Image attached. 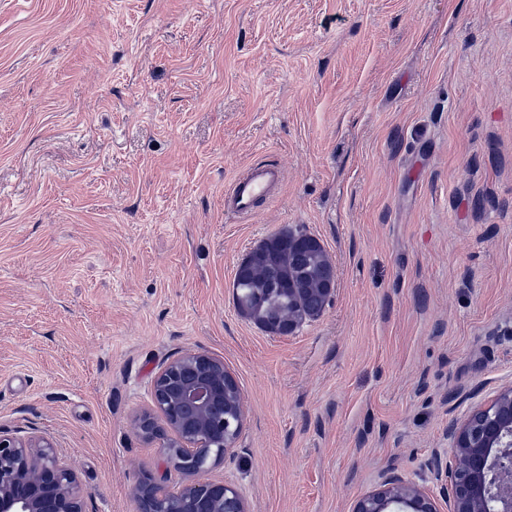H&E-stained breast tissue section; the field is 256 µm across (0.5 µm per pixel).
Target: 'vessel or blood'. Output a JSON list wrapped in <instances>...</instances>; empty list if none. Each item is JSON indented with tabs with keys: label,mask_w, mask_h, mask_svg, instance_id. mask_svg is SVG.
<instances>
[{
	"label": "vessel or blood",
	"mask_w": 512,
	"mask_h": 512,
	"mask_svg": "<svg viewBox=\"0 0 512 512\" xmlns=\"http://www.w3.org/2000/svg\"><path fill=\"white\" fill-rule=\"evenodd\" d=\"M283 180L282 170L271 163H254L240 172L224 189V212L246 219L259 204L272 200Z\"/></svg>",
	"instance_id": "b4317fda"
}]
</instances>
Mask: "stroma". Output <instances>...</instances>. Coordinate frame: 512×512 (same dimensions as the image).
Listing matches in <instances>:
<instances>
[{
	"label": "stroma",
	"instance_id": "stroma-1",
	"mask_svg": "<svg viewBox=\"0 0 512 512\" xmlns=\"http://www.w3.org/2000/svg\"><path fill=\"white\" fill-rule=\"evenodd\" d=\"M281 167L243 221L224 188ZM315 236L332 301L242 316V259ZM246 403L206 479L351 512L391 475L448 512V429L512 384V0H0V430L87 512L185 480L135 416L186 351Z\"/></svg>",
	"mask_w": 512,
	"mask_h": 512
}]
</instances>
